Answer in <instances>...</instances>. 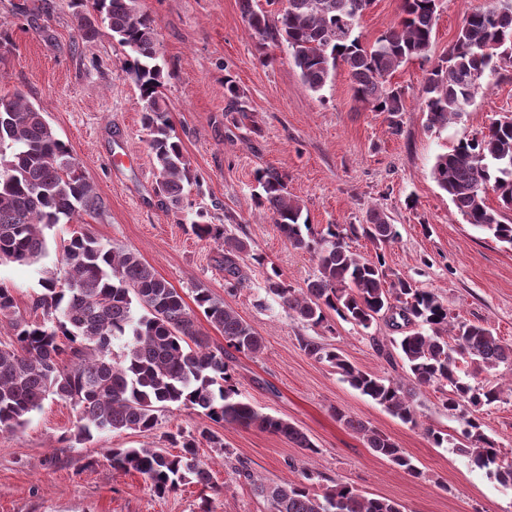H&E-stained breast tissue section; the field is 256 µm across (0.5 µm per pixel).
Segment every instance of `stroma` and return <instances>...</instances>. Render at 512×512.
Masks as SVG:
<instances>
[{
	"mask_svg": "<svg viewBox=\"0 0 512 512\" xmlns=\"http://www.w3.org/2000/svg\"><path fill=\"white\" fill-rule=\"evenodd\" d=\"M483 0H439L428 61L398 69L392 82L407 93L398 131L384 114L357 103L345 67L320 92H310L285 43L261 41L242 17L240 0H138L158 23L162 93L183 152L199 177L180 210L167 209L156 192L157 169L142 126L143 102L122 69L126 53L107 25L83 42L72 0H0V94L23 92L39 106L57 138L80 163L101 209L47 231L55 242L66 230H84L114 251L140 256L193 304L209 289L264 338L259 354H234L231 365L243 395L260 412L296 425L311 440L308 453L286 438L238 425L216 427L224 445L201 443L212 482L154 494L136 472H118L110 448H161L170 431H193L208 419L193 409L162 411L156 429L97 433L72 440L78 415L50 399L17 432H0V512H269L250 485L235 480L227 463L239 458L259 478L279 483L301 469L328 484L352 486L371 498L400 503L404 512H512V487L474 468L454 448L430 444L425 428L458 435L456 414L437 388L416 396L417 425H409L343 382L328 363L307 356L301 340L331 345L356 367L389 378L401 366L378 356L373 343L396 331L383 319L362 329L329 314V328L290 317L267 295V272L278 270L293 288L317 272L311 253L291 247L270 214L257 208L256 173L280 175L315 229L362 224L369 211L396 224L397 239L383 246L362 236L351 250L384 254L389 273L413 279L448 307L453 322L487 323L512 344V248L467 224L431 177L438 154L478 137L492 121L512 114V78L479 90L467 112L440 132L429 131L420 96L429 62L454 42L465 18ZM236 85L242 111L229 109ZM122 159L112 169L110 158ZM204 212L248 242L247 285L224 291V250L199 240L189 221ZM41 263L0 264V280L14 290L20 314L29 315L41 293ZM342 409L390 436L421 472L412 477L375 456L361 437L334 416ZM482 428L512 461V394L478 413Z\"/></svg>",
	"mask_w": 512,
	"mask_h": 512,
	"instance_id": "35a3bbf8",
	"label": "stroma"
}]
</instances>
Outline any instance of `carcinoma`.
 <instances>
[{
  "label": "carcinoma",
  "mask_w": 512,
  "mask_h": 512,
  "mask_svg": "<svg viewBox=\"0 0 512 512\" xmlns=\"http://www.w3.org/2000/svg\"><path fill=\"white\" fill-rule=\"evenodd\" d=\"M118 43L129 49L123 71L144 101L143 126L158 170V191L173 209L182 208L185 187L196 180L160 88L158 24L137 8V0H86ZM241 0L248 26L261 40L287 44L305 87L321 91L338 64L350 75L356 101L386 114L393 129L406 109L405 90L392 75L411 59L428 60L438 0H402L401 21L368 43L356 33L373 0H286L270 14ZM81 39L99 30L89 13L76 15ZM512 68V0H485L464 21L448 54L427 70L423 92L428 128L440 131L471 106L482 81L498 79ZM0 263L35 264L46 254L45 230L79 212L95 213L100 199L77 159L57 139L40 108L16 91L0 95ZM431 176L467 223L496 241L512 246V116L492 122L480 137L460 141L437 155ZM257 207L269 212L291 247L313 254L318 274L305 287L291 288L277 270L267 277V293L298 320L312 326L327 321L331 310L364 330L381 316L402 336L374 347L387 360L399 358L406 375L397 379L363 371L336 349L316 338L301 340L310 357L336 368L342 380L405 423L418 425L416 389L435 386L442 405L464 423L457 437L427 427L437 448L451 446L504 486H512V462L501 457L473 412L500 400L501 386L473 384L482 372L512 365V346L488 324L448 320L438 297L404 277L389 278L384 256L368 259L350 250L348 234L361 232L375 244L398 236L396 225L378 212L366 223L343 228L329 224L316 231L303 206L288 194L279 176L259 171ZM498 206L487 204L488 192ZM200 240L224 244V291L244 287L241 269L247 242L210 224L202 212L190 223ZM43 291L33 298L26 318L16 310L13 289L0 282V320L11 324L9 343H0V431L26 425L30 414L49 397L71 403L78 412L76 442L95 432H148L158 413L177 405L201 410L215 424L253 427L283 436L315 453L308 437L293 424L258 411L244 399L229 366L232 352L257 354L264 341L251 325L208 289L198 288L195 303L207 322L224 335L226 346H213L182 295L160 278L135 251L115 252L108 245L74 232L62 241L57 265L43 269ZM123 351L113 352L115 341ZM472 370L459 374V363ZM336 420L359 435L375 455L413 477L420 475L411 457L386 434L367 422L335 410ZM179 452L158 448H111L112 468L135 471L163 497L180 486H208L212 474L200 461L199 443L224 447L212 430L166 435ZM268 503L270 512H403L390 499L369 498L337 483L317 493L324 476L306 469L299 478L277 484L254 479L243 462L232 466Z\"/></svg>",
  "instance_id": "obj_1"
}]
</instances>
